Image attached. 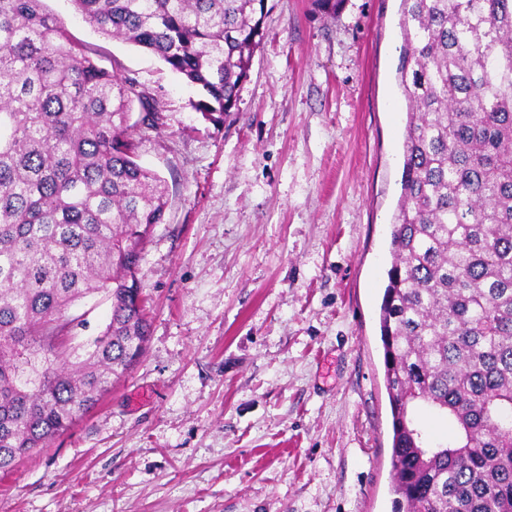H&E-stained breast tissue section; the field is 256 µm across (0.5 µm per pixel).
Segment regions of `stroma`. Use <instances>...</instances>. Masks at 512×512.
<instances>
[{"label":"stroma","mask_w":512,"mask_h":512,"mask_svg":"<svg viewBox=\"0 0 512 512\" xmlns=\"http://www.w3.org/2000/svg\"><path fill=\"white\" fill-rule=\"evenodd\" d=\"M143 84L132 138L168 208L139 262L150 334L65 434L0 473V512H391L379 310L401 194L400 0H267L223 124L156 55L44 0Z\"/></svg>","instance_id":"1"}]
</instances>
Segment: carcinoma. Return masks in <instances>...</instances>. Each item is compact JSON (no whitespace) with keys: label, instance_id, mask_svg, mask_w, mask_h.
Listing matches in <instances>:
<instances>
[{"label":"carcinoma","instance_id":"cac0c4a2","mask_svg":"<svg viewBox=\"0 0 512 512\" xmlns=\"http://www.w3.org/2000/svg\"><path fill=\"white\" fill-rule=\"evenodd\" d=\"M71 2L197 88L205 120L236 107L266 0ZM401 3L407 126L379 312L391 512H512V0ZM161 112L42 0H0V471L68 430L144 353L140 250L167 197L130 136L158 129ZM95 294L110 320L74 345L84 319L71 310ZM422 409L452 437L430 436Z\"/></svg>","mask_w":512,"mask_h":512}]
</instances>
